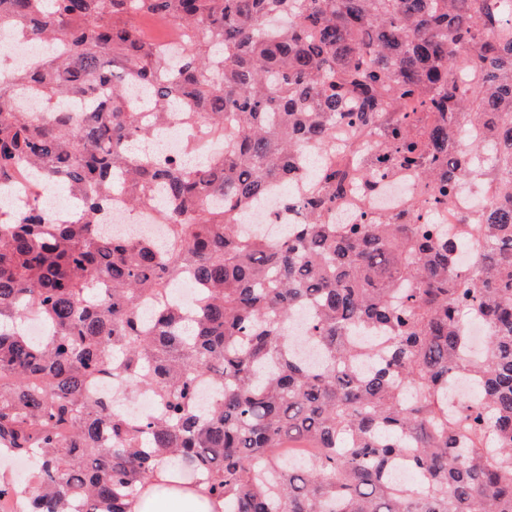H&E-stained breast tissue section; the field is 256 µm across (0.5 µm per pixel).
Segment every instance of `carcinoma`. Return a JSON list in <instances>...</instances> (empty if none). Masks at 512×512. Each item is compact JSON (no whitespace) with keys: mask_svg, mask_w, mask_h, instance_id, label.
Segmentation results:
<instances>
[{"mask_svg":"<svg viewBox=\"0 0 512 512\" xmlns=\"http://www.w3.org/2000/svg\"><path fill=\"white\" fill-rule=\"evenodd\" d=\"M131 13L186 29L184 49L159 55ZM5 25L69 54L0 80V183L39 168L80 212H0V464H31L22 484L0 469V495L28 512L77 498L132 512L167 463L224 512H512V0H0ZM20 87L101 104L37 123ZM171 112L185 159L145 151V114ZM390 112L379 144L437 201L487 175L470 272L454 268L448 225L418 214L322 222L336 190L374 176L362 159L317 171L325 193L298 202L307 223L283 238L242 223L269 183L290 190L302 146L326 152L336 126ZM469 124L485 138L459 154ZM111 195L155 210L166 241L102 236ZM185 278L199 286L190 313L172 297ZM31 312L53 336L26 333ZM300 314L314 367L289 331ZM113 373L157 413L131 424L87 394ZM458 377L475 404L448 402ZM201 380L217 389L202 411ZM406 453L416 483L401 489L389 467Z\"/></svg>","mask_w":512,"mask_h":512,"instance_id":"carcinoma-1","label":"carcinoma"}]
</instances>
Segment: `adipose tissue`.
Instances as JSON below:
<instances>
[{
	"label": "adipose tissue",
	"instance_id": "1",
	"mask_svg": "<svg viewBox=\"0 0 512 512\" xmlns=\"http://www.w3.org/2000/svg\"><path fill=\"white\" fill-rule=\"evenodd\" d=\"M171 470L158 468L132 504V512H223V502L211 499L205 485H171Z\"/></svg>",
	"mask_w": 512,
	"mask_h": 512
}]
</instances>
